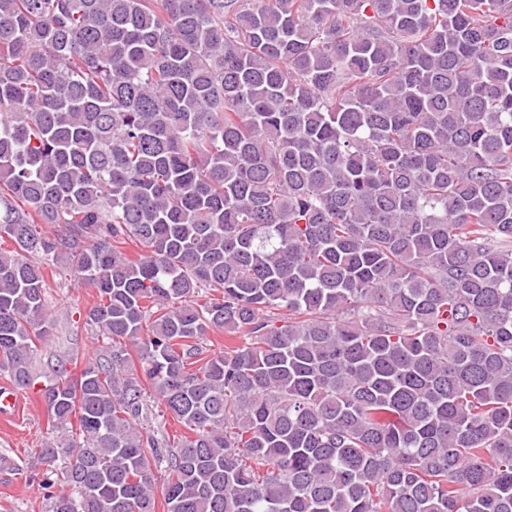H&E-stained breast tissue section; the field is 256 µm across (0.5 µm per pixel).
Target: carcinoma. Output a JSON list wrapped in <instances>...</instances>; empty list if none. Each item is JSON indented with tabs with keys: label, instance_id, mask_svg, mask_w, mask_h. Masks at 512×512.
Wrapping results in <instances>:
<instances>
[{
	"label": "carcinoma",
	"instance_id": "cac0c4a2",
	"mask_svg": "<svg viewBox=\"0 0 512 512\" xmlns=\"http://www.w3.org/2000/svg\"><path fill=\"white\" fill-rule=\"evenodd\" d=\"M2 188L44 512H512V0H0ZM46 288L50 324L47 337L37 342L33 359V368L39 375L38 387L54 376L52 365L56 359L77 357L79 372L87 354L99 352L107 344L101 337L98 342L82 320L84 312L96 300L95 289L78 283L66 264L47 270ZM79 312L82 318L78 322Z\"/></svg>",
	"mask_w": 512,
	"mask_h": 512
}]
</instances>
